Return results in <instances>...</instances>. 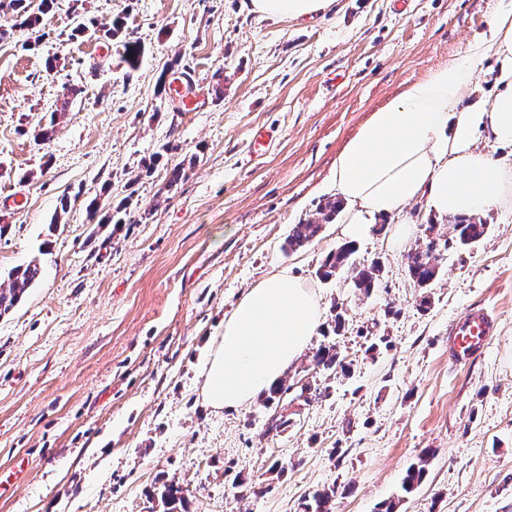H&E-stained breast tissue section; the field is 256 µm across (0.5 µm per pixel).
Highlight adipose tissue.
Segmentation results:
<instances>
[{
    "mask_svg": "<svg viewBox=\"0 0 512 512\" xmlns=\"http://www.w3.org/2000/svg\"><path fill=\"white\" fill-rule=\"evenodd\" d=\"M333 0H250L262 18L301 20ZM496 59L491 108L467 106L475 67ZM512 146V9L493 14L466 60L448 63L407 85L371 113L336 157L331 186L347 206L341 234L364 237L370 224L423 202L440 217H473L512 206V160L479 150L480 137ZM323 322L320 297L299 277L281 271L244 295L213 337L201 394L213 409L254 400L316 336Z\"/></svg>",
    "mask_w": 512,
    "mask_h": 512,
    "instance_id": "obj_1",
    "label": "adipose tissue"
}]
</instances>
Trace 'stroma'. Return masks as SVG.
Returning <instances> with one entry per match:
<instances>
[{
  "label": "stroma",
  "instance_id": "1",
  "mask_svg": "<svg viewBox=\"0 0 512 512\" xmlns=\"http://www.w3.org/2000/svg\"><path fill=\"white\" fill-rule=\"evenodd\" d=\"M248 4L54 0L36 30L0 10V282L34 259L43 268L0 317V475L19 473L0 512H161L154 494L170 481L187 512H299L332 486L335 512L385 501L396 512H512V208L485 215L474 249L444 252L426 310L407 270L432 220L423 204L357 241L354 261L382 267L368 296L318 276L343 242L340 222L286 248L292 226L332 199L336 157L371 112L465 59L512 0H335L303 21ZM82 18L121 19L144 47L139 68L121 62L118 41L68 40ZM54 111L50 140L35 141ZM261 128L271 144L249 156ZM283 269L317 288L325 311L284 379L303 377L328 343L351 376L308 403L205 406L211 337ZM478 309L494 334L457 362L450 333ZM375 336L385 342L367 353ZM274 413L287 431L266 433ZM428 448L423 482L404 492ZM239 481L259 494L235 499Z\"/></svg>",
  "mask_w": 512,
  "mask_h": 512
}]
</instances>
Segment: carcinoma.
<instances>
[{
	"label": "carcinoma",
	"mask_w": 512,
	"mask_h": 512,
	"mask_svg": "<svg viewBox=\"0 0 512 512\" xmlns=\"http://www.w3.org/2000/svg\"><path fill=\"white\" fill-rule=\"evenodd\" d=\"M10 9L21 19V24L34 26L39 22V17L30 13V0H9ZM144 49L139 40L128 37L122 44L121 61L129 68L139 67ZM341 209V202L334 199L328 200L321 207L323 223L307 221L293 225L288 235L287 246L290 250H296L315 239L322 230V224L329 223L336 218V213ZM489 226L475 219H460L453 224L454 236L444 243H439L437 237H426L423 246L415 249L408 255V274L415 285L420 289L429 287L437 277L439 265L442 260L440 246H453L457 249H469L481 241L488 233ZM355 253V245L352 242H344L335 251L331 252L325 263L318 271L319 278L330 281L341 275L349 274L353 279L354 287L365 295H369L376 288L380 266L373 263L368 267H357L352 255ZM43 270L40 264L34 260L25 265L13 268L7 276V287L0 286V316L12 311L21 301L26 290L36 284L42 277ZM312 376H304L299 384H290L286 381L279 382L273 389L262 395L264 407H270L276 401H282L288 394H294L296 398L306 401L318 400L326 396L328 387L319 383L318 377H329L337 374L346 375L349 367L336 351L333 344L323 345L318 348L310 361ZM434 451L426 449L407 472L404 481V490L412 491L417 486L425 472L426 466ZM157 497L163 512H179L186 505L185 491L183 487L172 481L163 484L157 492ZM336 499V488L316 491L311 498L301 503V512H334L333 502Z\"/></svg>",
	"instance_id": "obj_1"
}]
</instances>
